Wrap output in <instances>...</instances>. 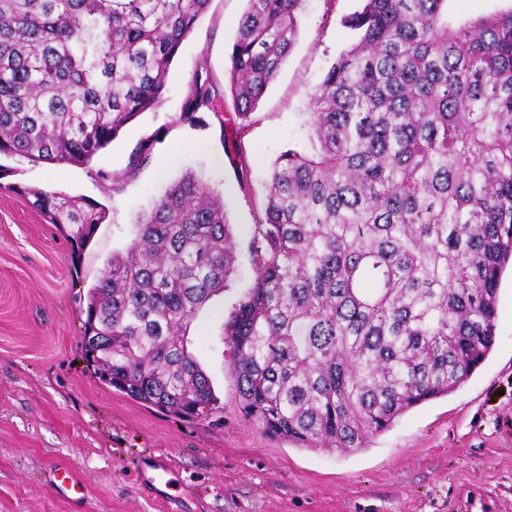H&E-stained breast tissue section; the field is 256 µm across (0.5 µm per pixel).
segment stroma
<instances>
[{
    "label": "stroma",
    "instance_id": "1",
    "mask_svg": "<svg viewBox=\"0 0 512 512\" xmlns=\"http://www.w3.org/2000/svg\"><path fill=\"white\" fill-rule=\"evenodd\" d=\"M359 0H306L299 36L251 116L235 153L220 112L182 111L188 81L207 66L229 78L246 0H211L174 57L156 106L128 122L88 164L0 157V512H512V269L499 287L496 343L454 392L401 416L368 448L315 451L245 423L224 344V320L251 287L247 243L277 156L308 144L309 95L354 39L344 20ZM151 156L129 170L132 151ZM174 163L160 168L166 154ZM224 198L237 236V272L188 329V348L219 398L207 419L184 420L103 383L82 349L86 295L113 253L185 173ZM250 194H243L240 181ZM101 204L106 218L84 247L46 223L28 189ZM171 471L167 503L144 479ZM77 488L59 490L57 469Z\"/></svg>",
    "mask_w": 512,
    "mask_h": 512
}]
</instances>
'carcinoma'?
I'll use <instances>...</instances> for the list:
<instances>
[{"mask_svg":"<svg viewBox=\"0 0 512 512\" xmlns=\"http://www.w3.org/2000/svg\"><path fill=\"white\" fill-rule=\"evenodd\" d=\"M209 2L0 0V156L89 162L155 106ZM247 2L229 56L239 153L305 0ZM447 3L363 0L311 94L309 147L271 168L248 242L255 281L224 344L243 420L298 448L368 447L495 344L512 262V8L454 22ZM219 107L196 70L183 119ZM25 193L79 247L105 219L92 201ZM136 229L87 292V359L128 397L205 418L218 397L186 330L235 272L224 198L186 173Z\"/></svg>","mask_w":512,"mask_h":512,"instance_id":"cac0c4a2","label":"carcinoma"}]
</instances>
